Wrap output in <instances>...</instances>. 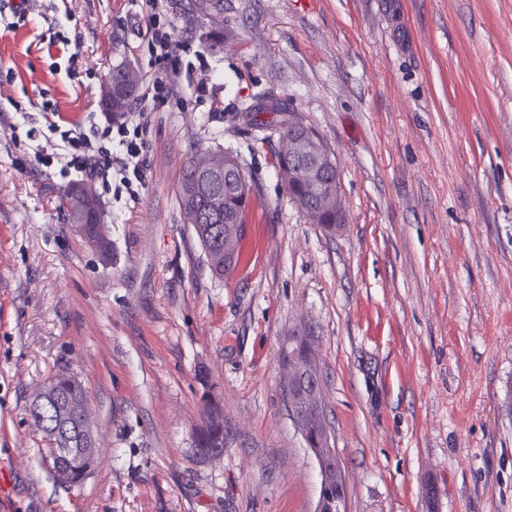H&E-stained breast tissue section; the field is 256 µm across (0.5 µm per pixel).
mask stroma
<instances>
[{
    "label": "stroma",
    "mask_w": 512,
    "mask_h": 512,
    "mask_svg": "<svg viewBox=\"0 0 512 512\" xmlns=\"http://www.w3.org/2000/svg\"><path fill=\"white\" fill-rule=\"evenodd\" d=\"M161 0L203 51L210 98L150 113L146 187L99 190L112 261L77 232L40 166L58 136L21 115L123 122L113 67L155 64L142 0H25L0 12V512H313L320 473L288 415L279 349L320 350L346 512H512V0ZM76 38L78 57L48 51ZM315 129L346 222L290 200L256 97ZM224 103L210 111L211 99ZM257 187L238 267L212 277L177 188L200 149ZM66 368L86 387L99 462L59 485L26 407ZM224 453L201 456L206 384Z\"/></svg>",
    "instance_id": "stroma-1"
}]
</instances>
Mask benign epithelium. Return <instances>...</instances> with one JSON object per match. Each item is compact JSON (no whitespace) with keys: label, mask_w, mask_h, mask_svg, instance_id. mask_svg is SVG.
I'll return each mask as SVG.
<instances>
[{"label":"benign epithelium","mask_w":512,"mask_h":512,"mask_svg":"<svg viewBox=\"0 0 512 512\" xmlns=\"http://www.w3.org/2000/svg\"><path fill=\"white\" fill-rule=\"evenodd\" d=\"M115 72L125 75L126 82L103 83L101 101L109 112H120L128 97L134 93L137 81L134 69L125 66L115 68ZM291 133L279 142L282 157L292 162L285 180L295 185L306 182L309 193H292L290 197L301 208L311 222H318V205L324 200L336 199V223L332 229H339L346 223L341 205L340 175L336 159L314 130L290 120ZM199 171L209 178H218L229 172L227 154L206 152L196 160ZM71 202L79 207H100V201L90 186L79 185L69 188ZM245 224L243 214L224 220V270L234 269L237 264V245ZM281 385L288 415L302 435L306 447L315 460L320 476L321 487L344 485L340 460L334 448V441L322 411V386L319 357L315 336L308 327L298 329L288 336L281 359ZM71 452L69 448H54L48 459L53 475L62 484L69 482L68 472L62 470L56 458Z\"/></svg>","instance_id":"1"}]
</instances>
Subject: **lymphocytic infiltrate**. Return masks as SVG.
I'll list each match as a JSON object with an SVG mask.
<instances>
[{"label": "lymphocytic infiltrate", "mask_w": 512, "mask_h": 512, "mask_svg": "<svg viewBox=\"0 0 512 512\" xmlns=\"http://www.w3.org/2000/svg\"><path fill=\"white\" fill-rule=\"evenodd\" d=\"M145 6V38L156 68L142 85L139 100L143 108L132 124L100 125L91 117L71 122L63 119L57 107L45 103L41 106V117L51 130L58 132L59 141L52 150L39 146L34 151L35 159L44 166L75 171L107 188L120 182L134 199L146 185V157L144 142L132 135L130 129L142 127L148 112L179 96L178 60L186 50L184 43L173 38L174 25L162 18L157 0H145Z\"/></svg>", "instance_id": "obj_1"}]
</instances>
